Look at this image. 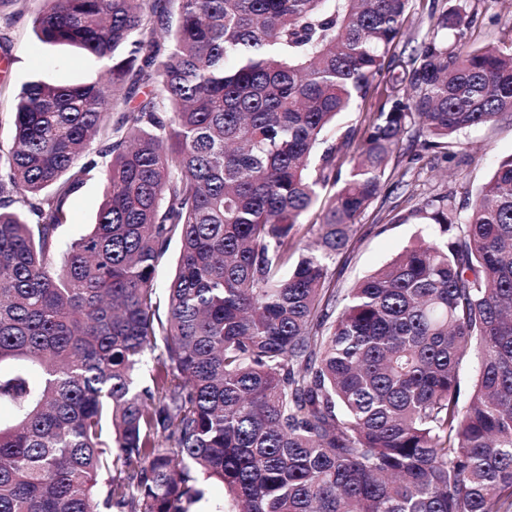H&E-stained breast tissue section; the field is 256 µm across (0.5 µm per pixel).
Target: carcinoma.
I'll return each instance as SVG.
<instances>
[{
    "mask_svg": "<svg viewBox=\"0 0 512 512\" xmlns=\"http://www.w3.org/2000/svg\"><path fill=\"white\" fill-rule=\"evenodd\" d=\"M40 2L37 38L106 70L0 83L16 100L0 364H18L0 374L16 407L0 512H192L203 479L227 512H512V156L465 211L450 192L399 218L457 225L454 239L406 250L335 316L326 300L357 219L406 183L389 168L404 139L452 159L460 133L512 112V45L450 49L471 19L441 14L397 63L399 94L332 139L388 66L409 0ZM101 159L95 224L64 239ZM331 182L306 241L300 218ZM175 240L162 314L154 280Z\"/></svg>",
    "mask_w": 512,
    "mask_h": 512,
    "instance_id": "1",
    "label": "carcinoma"
}]
</instances>
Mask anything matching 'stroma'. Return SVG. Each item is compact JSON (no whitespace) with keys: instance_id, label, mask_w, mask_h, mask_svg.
I'll return each mask as SVG.
<instances>
[{"instance_id":"1","label":"stroma","mask_w":512,"mask_h":512,"mask_svg":"<svg viewBox=\"0 0 512 512\" xmlns=\"http://www.w3.org/2000/svg\"><path fill=\"white\" fill-rule=\"evenodd\" d=\"M37 0H28L24 14L13 25L0 24V41L10 47L12 57L7 79L11 86L21 87L38 77L51 83L78 84L100 80L105 67L90 60L79 49L42 43L32 30L31 16ZM459 10L473 22L465 35L467 46L512 44V0H410L408 16L392 52L404 59L429 33L435 18L442 12ZM395 74L385 72L377 77L368 96L358 101L340 120L341 129H360L371 113L392 94ZM462 151L454 159H434L423 152L417 162L399 157V165H412V184L407 190L382 191L360 217L354 239L347 251L330 267V280L337 296L382 268L416 239L427 234L423 224H402L398 218L407 207L409 197L476 190L490 176L497 163L512 155V115L461 134ZM103 200L101 179L89 181L68 202V223L62 234L70 238L87 232L95 222Z\"/></svg>"}]
</instances>
